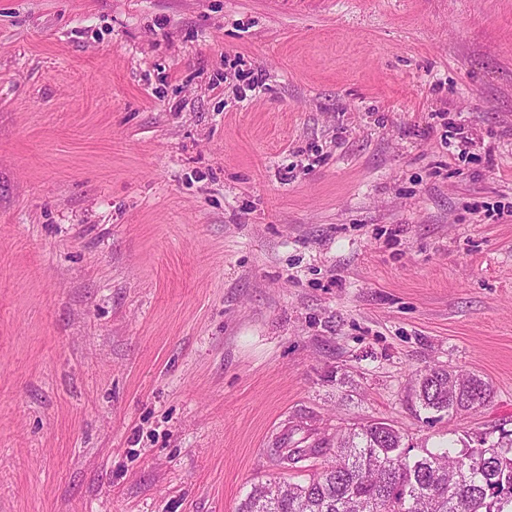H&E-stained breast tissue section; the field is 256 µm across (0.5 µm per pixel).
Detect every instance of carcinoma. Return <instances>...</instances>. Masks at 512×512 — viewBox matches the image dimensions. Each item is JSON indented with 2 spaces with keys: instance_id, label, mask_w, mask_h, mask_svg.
Returning a JSON list of instances; mask_svg holds the SVG:
<instances>
[{
  "instance_id": "cac0c4a2",
  "label": "carcinoma",
  "mask_w": 512,
  "mask_h": 512,
  "mask_svg": "<svg viewBox=\"0 0 512 512\" xmlns=\"http://www.w3.org/2000/svg\"><path fill=\"white\" fill-rule=\"evenodd\" d=\"M414 393L426 411L462 415L485 405L491 387L476 374L437 367L417 375ZM327 451L322 472L302 483H257L238 512H512V433L412 457L402 431L378 421L290 448L280 461L295 465Z\"/></svg>"
}]
</instances>
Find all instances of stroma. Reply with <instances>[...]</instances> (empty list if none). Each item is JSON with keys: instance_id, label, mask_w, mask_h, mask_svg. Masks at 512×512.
Returning <instances> with one entry per match:
<instances>
[{"instance_id": "stroma-1", "label": "stroma", "mask_w": 512, "mask_h": 512, "mask_svg": "<svg viewBox=\"0 0 512 512\" xmlns=\"http://www.w3.org/2000/svg\"><path fill=\"white\" fill-rule=\"evenodd\" d=\"M377 421L512 431V0H0V512H237ZM414 393L420 406L437 417L462 415L485 405L491 394L488 382L476 374L452 373L443 367L418 374Z\"/></svg>"}]
</instances>
